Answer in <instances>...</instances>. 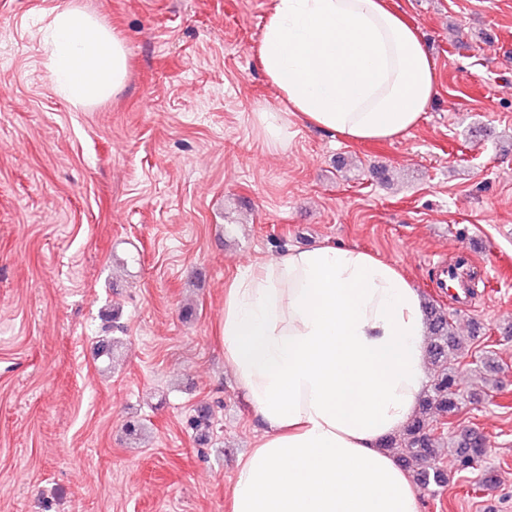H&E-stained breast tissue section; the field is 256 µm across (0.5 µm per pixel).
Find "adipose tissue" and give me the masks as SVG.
<instances>
[{"label":"adipose tissue","instance_id":"ef3b65f1","mask_svg":"<svg viewBox=\"0 0 512 512\" xmlns=\"http://www.w3.org/2000/svg\"><path fill=\"white\" fill-rule=\"evenodd\" d=\"M47 79L96 103L127 77L123 40L71 4L42 30ZM254 57L278 105L255 118L274 144L290 120L353 142L416 127L437 92L417 26L388 0H271ZM418 289L352 246L290 249L224 291V355L265 433L242 462L231 512H418L408 472L380 443L413 416L427 376Z\"/></svg>","mask_w":512,"mask_h":512}]
</instances>
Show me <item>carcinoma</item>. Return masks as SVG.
I'll list each match as a JSON object with an SVG mask.
<instances>
[{
  "instance_id": "1",
  "label": "carcinoma",
  "mask_w": 512,
  "mask_h": 512,
  "mask_svg": "<svg viewBox=\"0 0 512 512\" xmlns=\"http://www.w3.org/2000/svg\"><path fill=\"white\" fill-rule=\"evenodd\" d=\"M427 316L433 335L430 379L419 398L418 413L399 434L384 439L382 447L410 472L418 492L434 495L450 483V475L440 465L442 449H453L459 470L466 472L482 462L485 439L472 429L450 437L440 430L442 419L456 412L464 402L479 401L475 394L465 397L457 383V360L469 354L475 337L456 335L452 319L442 307L428 306Z\"/></svg>"
}]
</instances>
